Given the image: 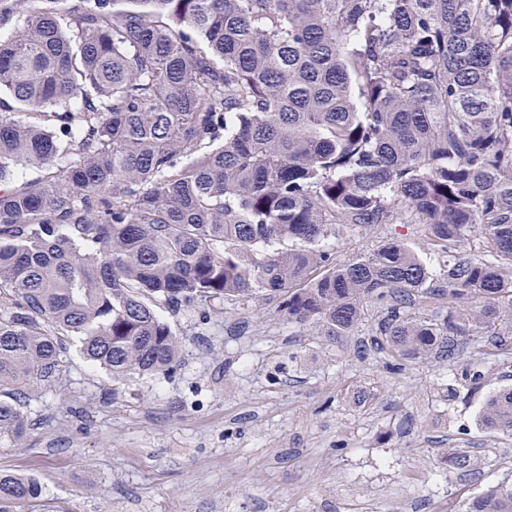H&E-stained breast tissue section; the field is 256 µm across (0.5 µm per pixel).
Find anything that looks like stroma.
<instances>
[{
	"mask_svg": "<svg viewBox=\"0 0 512 512\" xmlns=\"http://www.w3.org/2000/svg\"><path fill=\"white\" fill-rule=\"evenodd\" d=\"M437 278L448 255L421 224L350 227L345 263L389 240ZM273 298L164 312L182 341L169 374L115 383L64 341L51 380L21 397L23 439L0 438V471L35 474L45 494L13 512H446L503 479L512 434L487 429L485 401L512 388V352L456 340L450 359L394 371L372 349L382 307L330 342L288 322ZM470 460L452 465L453 452Z\"/></svg>",
	"mask_w": 512,
	"mask_h": 512,
	"instance_id": "stroma-1",
	"label": "stroma"
}]
</instances>
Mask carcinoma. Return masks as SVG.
<instances>
[{
	"label": "carcinoma",
	"mask_w": 512,
	"mask_h": 512,
	"mask_svg": "<svg viewBox=\"0 0 512 512\" xmlns=\"http://www.w3.org/2000/svg\"><path fill=\"white\" fill-rule=\"evenodd\" d=\"M0 0V437L62 339L114 381L178 366L159 310L274 294L329 341L451 354L512 306V0ZM7 95L13 103L6 102ZM22 167L45 176L19 178ZM479 227L494 261L448 285L397 240L346 263V226ZM448 296L442 320L409 312ZM512 432V389L485 403ZM0 472V512L35 502ZM462 512H512V479Z\"/></svg>",
	"instance_id": "cac0c4a2"
}]
</instances>
